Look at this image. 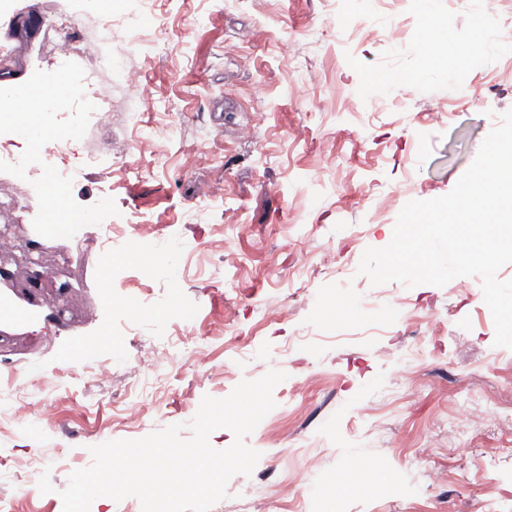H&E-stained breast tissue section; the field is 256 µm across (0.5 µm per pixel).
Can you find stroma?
<instances>
[{
  "instance_id": "stroma-1",
  "label": "stroma",
  "mask_w": 512,
  "mask_h": 512,
  "mask_svg": "<svg viewBox=\"0 0 512 512\" xmlns=\"http://www.w3.org/2000/svg\"><path fill=\"white\" fill-rule=\"evenodd\" d=\"M49 19L71 18L93 31L102 0H11L0 12V81L57 64L45 36L19 58L31 2ZM495 12L496 41L512 42V0H439L435 23L446 55L468 51L484 7ZM128 11L151 10L163 34L143 51L115 27L108 50L128 71L160 87L154 110L133 120L127 90L99 75L112 102L108 131L88 127L83 143L112 152L97 168L67 163L76 203L105 197L113 221L155 224L112 262L79 248L76 239H47L32 224L22 238L46 261L69 257L73 318L57 316L46 290L17 276L0 281V299L26 314L0 319V345L22 368L50 374L92 341L114 366L102 390L66 379L54 420L23 415L0 428V457L14 468L0 478V499L30 488L25 512H63L60 492L70 474L91 465L93 446L140 439L190 424L204 396L227 397L242 380L271 368L286 378L273 390L275 408L246 437L261 457L251 475H234L211 512H485L496 500L512 512V359L495 346L490 310L474 299L476 276L442 287L371 285L358 268L367 248L387 246L399 213L412 200L449 193L501 116L512 110V60L493 55L471 82L473 96L451 99V75L424 67L420 45L393 47L380 28L414 21L366 0L372 31L348 46L338 33L361 14L346 0H127ZM293 35L290 57L274 37ZM253 123L257 141L237 130ZM152 150L126 164L133 126ZM223 183V197L207 194ZM311 253L305 275L291 265ZM203 334L202 349L179 345L184 326ZM169 349L174 365L142 368L149 352ZM420 351L407 377L400 357ZM149 392L142 425L129 429L122 407ZM493 405L499 421L458 420L456 406ZM427 449L429 465L410 472L405 460ZM40 461V486L27 485ZM316 461V487L287 490L285 474ZM348 473L341 498L319 496Z\"/></svg>"
}]
</instances>
